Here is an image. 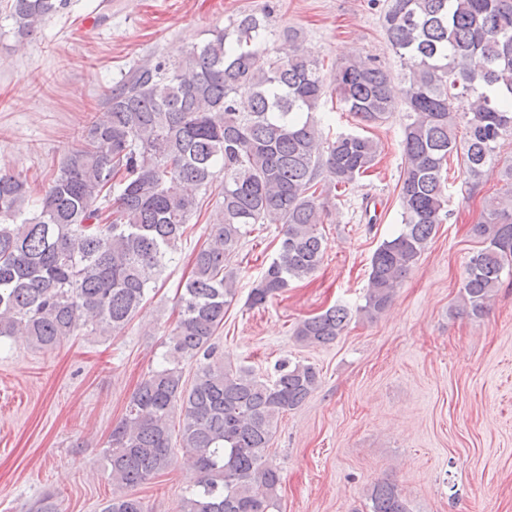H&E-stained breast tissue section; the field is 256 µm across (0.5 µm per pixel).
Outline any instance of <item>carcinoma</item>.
<instances>
[{
    "instance_id": "obj_1",
    "label": "carcinoma",
    "mask_w": 512,
    "mask_h": 512,
    "mask_svg": "<svg viewBox=\"0 0 512 512\" xmlns=\"http://www.w3.org/2000/svg\"><path fill=\"white\" fill-rule=\"evenodd\" d=\"M61 0H11L20 36ZM271 16L248 13L178 64L128 72L106 99L104 120L84 126L44 192L0 168V339L54 350L79 335L112 336L175 262L179 243L224 177L222 219L194 252L178 317L158 367L140 381L102 450L112 485L101 512H144L131 493L174 464L169 418L197 473L180 512H279L280 470L267 450L278 420L317 389L311 364L281 363L273 379L234 367L213 338L237 296L232 260L256 224L280 225L276 256L251 289L262 305L313 274L326 250L318 192L368 173L379 146L359 133L324 136L319 62L261 47ZM382 26L402 74L368 58L336 70V94L361 126L407 112L400 175L402 224L370 259L362 317L378 318L443 221L444 166L460 158L473 189L512 137V0H390ZM472 100L458 137L455 103ZM465 267L458 313L481 317L512 266V188L485 200ZM350 312L336 305L294 329L305 345L336 340ZM198 362L190 386L182 363ZM368 512H410L395 486L377 483Z\"/></svg>"
}]
</instances>
